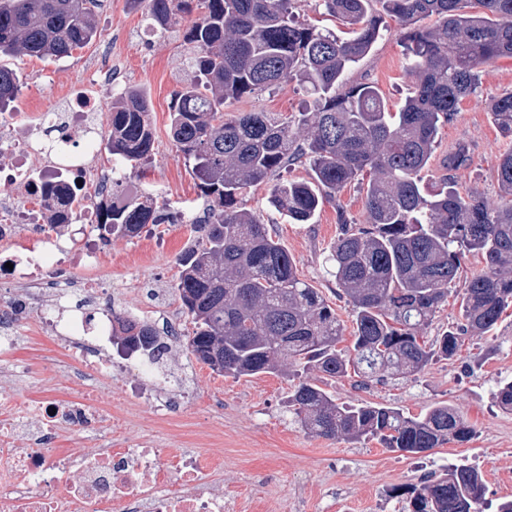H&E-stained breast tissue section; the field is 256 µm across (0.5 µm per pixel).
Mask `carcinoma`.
Instances as JSON below:
<instances>
[{"mask_svg": "<svg viewBox=\"0 0 512 512\" xmlns=\"http://www.w3.org/2000/svg\"><path fill=\"white\" fill-rule=\"evenodd\" d=\"M160 33L194 11L183 32L190 76L174 94L170 134L185 155L207 203V219L192 228L194 244L180 257L174 290L193 330L186 350L210 369L234 377L287 374L298 379L288 397L309 433L421 453L466 442L473 428L452 406L420 416L361 403L343 405L310 382L316 372L341 378L349 369L406 377L435 354L454 357L464 335L490 332L512 305V151L499 158L497 201L450 187L426 198L421 174L435 152L440 126L475 93L483 64L512 57V0H321L325 14L350 37L297 20V0H130ZM96 0H0V59L25 54L62 59L98 34ZM406 32V74L412 91L399 111L367 83L345 75L381 36L385 18ZM435 18L429 27L419 25ZM296 80L316 95L313 108L290 118L266 112L224 117V103ZM22 77L0 64V111ZM147 93L129 86L112 99L103 135L108 150L139 164L149 159L154 132ZM499 129L512 135V92L491 100ZM308 178H278L292 163ZM366 175L365 222L339 217L328 274L351 306L352 351L337 348L335 310L299 278L293 257L251 211L244 192L270 184L269 203L292 224H308L347 184ZM100 227L135 237L148 224H174L167 204L112 202L100 206ZM484 269L466 282L462 322L436 339L416 335L448 299L465 253ZM122 346L153 359L168 350L157 328L120 315ZM480 473L462 466L419 487L400 489L407 512H477L484 501Z\"/></svg>", "mask_w": 512, "mask_h": 512, "instance_id": "cac0c4a2", "label": "carcinoma"}]
</instances>
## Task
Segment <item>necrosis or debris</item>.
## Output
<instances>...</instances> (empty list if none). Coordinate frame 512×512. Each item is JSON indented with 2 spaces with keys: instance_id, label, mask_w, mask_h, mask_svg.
<instances>
[{
  "instance_id": "4bbe7bcc",
  "label": "necrosis or debris",
  "mask_w": 512,
  "mask_h": 512,
  "mask_svg": "<svg viewBox=\"0 0 512 512\" xmlns=\"http://www.w3.org/2000/svg\"><path fill=\"white\" fill-rule=\"evenodd\" d=\"M95 109L91 98L78 96L69 100L67 116L33 114L25 139L7 146L42 155L43 170L0 167V244L9 248L0 258L12 264L16 284L0 300V358L9 359L15 350L23 313L35 310L71 363L92 375L86 390L44 402L22 403L0 391V512H230L231 503L202 457L156 448L147 440L129 448L98 444L101 430L112 426L96 400L101 384L112 376L111 364L99 356L115 330L112 302L97 282L81 283L57 271L63 263L101 267L96 221L87 216L74 235L53 232L43 217L54 198L43 187L78 183L84 194L108 201L112 186L94 162L95 141L53 151L42 146L50 123L82 122ZM89 306L98 313L91 330L84 320ZM64 430L79 434L82 447H54Z\"/></svg>"
}]
</instances>
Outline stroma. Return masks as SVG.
Segmentation results:
<instances>
[{"label":"stroma","mask_w":512,"mask_h":512,"mask_svg":"<svg viewBox=\"0 0 512 512\" xmlns=\"http://www.w3.org/2000/svg\"><path fill=\"white\" fill-rule=\"evenodd\" d=\"M96 21V39L72 57L58 61L26 55L7 58V66L22 74L23 86L12 104L15 116L10 126L0 128V137L22 135V113L50 105L65 111L67 98L79 92L100 100L98 121L108 124L112 97L91 84L89 69L104 52H111L121 86L138 85L149 93L154 145L149 160L136 167L113 158L102 147L95 161L111 173L114 197L165 201L182 217L177 223L160 225L151 237L101 242V252L112 258V273L103 277V286L111 292L116 311L155 323L175 317L188 331L191 320L173 286L177 260L193 243L191 222L204 216L206 204L188 162L169 137V105L190 73L183 29L178 26L166 35L154 34L141 8L130 0H101ZM404 65L401 28L394 24L347 78L376 86L395 111L412 86ZM510 91L512 58L501 57L482 67L476 92L461 102L456 118L439 133L430 167L422 173L425 193L442 188L445 161L464 144L470 160L452 172L454 188L462 193L475 190L496 200V166L499 157L512 150V136L493 123L488 104ZM313 100L304 85L292 80L229 101L224 114L261 111L285 118L312 106ZM241 203L280 238L301 278L335 309L343 327L340 347L351 349V311L326 273V256L340 232L339 217L354 224L365 220L360 185L344 187L335 202L325 204L309 224L288 223L271 209L264 184L252 187ZM22 333L23 343L14 360L25 374L10 385V392L20 400L36 401L70 390L65 359L36 313L26 316ZM159 365L175 380L161 399L180 402V411L169 415L160 410L158 401L122 398L120 382H113L108 405L120 425L112 430V447L148 438L155 447L206 458L214 480L234 500L236 512H404L405 502L395 496V489L420 485L458 465L477 469L484 480L485 500L477 512H496L500 503L512 499V413L501 410L495 400L497 388L512 382V308L491 332L463 337L454 357H433L415 375L371 381L352 374L321 380V387L340 403H378L412 415L450 404L473 428L469 442H450L418 454L386 448L372 438L349 442L308 433L288 410L293 381L287 376L220 375L197 363L181 344L169 347Z\"/></svg>","instance_id":"obj_1"}]
</instances>
